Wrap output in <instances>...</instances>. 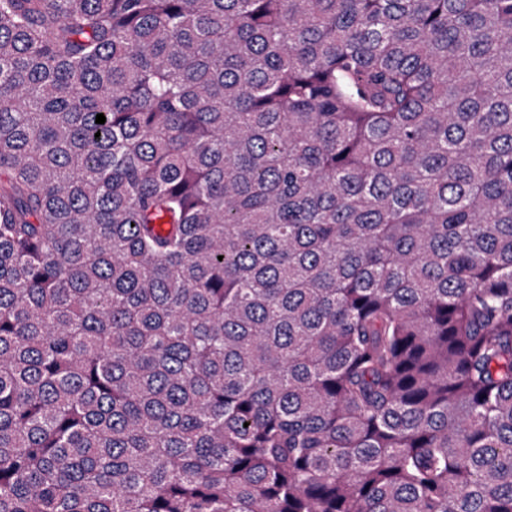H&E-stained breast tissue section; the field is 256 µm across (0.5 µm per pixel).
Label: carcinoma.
I'll use <instances>...</instances> for the list:
<instances>
[{"label": "carcinoma", "instance_id": "carcinoma-1", "mask_svg": "<svg viewBox=\"0 0 512 512\" xmlns=\"http://www.w3.org/2000/svg\"><path fill=\"white\" fill-rule=\"evenodd\" d=\"M0 512H512V0H0Z\"/></svg>", "mask_w": 512, "mask_h": 512}]
</instances>
